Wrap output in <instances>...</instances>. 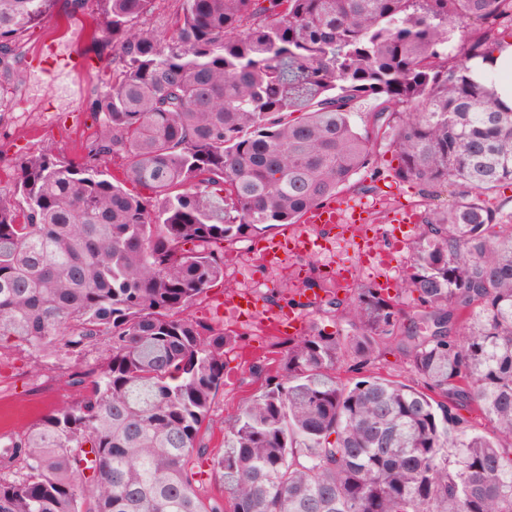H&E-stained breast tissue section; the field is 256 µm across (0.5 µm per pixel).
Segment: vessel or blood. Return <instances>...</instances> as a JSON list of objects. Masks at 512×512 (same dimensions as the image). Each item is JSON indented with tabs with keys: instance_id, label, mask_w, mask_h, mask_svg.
I'll return each instance as SVG.
<instances>
[{
	"instance_id": "vessel-or-blood-1",
	"label": "vessel or blood",
	"mask_w": 512,
	"mask_h": 512,
	"mask_svg": "<svg viewBox=\"0 0 512 512\" xmlns=\"http://www.w3.org/2000/svg\"><path fill=\"white\" fill-rule=\"evenodd\" d=\"M368 212L364 208L345 206L336 201L309 210L301 224L284 229L280 237L271 239L259 253L258 264L268 267L280 256H301L314 253L316 246L331 238L341 237L356 225L368 223ZM225 303L237 317H253L262 310V299L255 293L238 292L226 298ZM266 327L274 332L298 334L303 328V318L296 311L264 310Z\"/></svg>"
}]
</instances>
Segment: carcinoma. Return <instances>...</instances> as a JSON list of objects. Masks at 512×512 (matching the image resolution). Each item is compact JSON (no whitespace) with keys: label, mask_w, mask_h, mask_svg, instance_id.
Segmentation results:
<instances>
[{"label":"carcinoma","mask_w":512,"mask_h":512,"mask_svg":"<svg viewBox=\"0 0 512 512\" xmlns=\"http://www.w3.org/2000/svg\"><path fill=\"white\" fill-rule=\"evenodd\" d=\"M174 2L157 30L160 0H96L92 34L115 66L90 156L152 197L48 153L0 194V341L110 351L0 443V512H512V212L485 204L512 185V107L468 65L512 37V0ZM57 5L0 0V74ZM384 142L396 179L451 203L420 214L394 296L334 290L349 329L251 364L208 447L237 337L185 311L224 278L214 246L300 223ZM390 346L416 385L363 373Z\"/></svg>","instance_id":"carcinoma-1"}]
</instances>
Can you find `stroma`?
I'll return each mask as SVG.
<instances>
[{
    "label": "stroma",
    "instance_id": "35a3bbf8",
    "mask_svg": "<svg viewBox=\"0 0 512 512\" xmlns=\"http://www.w3.org/2000/svg\"><path fill=\"white\" fill-rule=\"evenodd\" d=\"M96 4L89 0L83 14L75 20L58 16L44 26L35 28L25 46V58L9 79L0 81V193H9L13 174L24 158L51 153L80 165L88 160V152L99 121L89 109L96 89L102 88L110 68L111 52L106 45L92 38ZM392 154L380 147L374 165L381 171L378 182H371L369 170H362L356 179L363 191H344V198L384 211L380 225L386 237L411 243L418 238L421 227L393 222L390 213L405 203L424 210L429 197L417 188L395 180L391 172ZM377 191H370V184ZM410 260L409 251L397 255V265L380 270L364 264L345 242L334 243L331 252L296 258L302 269L319 268L332 274L337 262L344 261L355 269L359 284L388 282L399 286L403 269ZM225 281H218L188 308L193 320L224 327L238 333L237 346L224 357V388L214 404L216 424L205 441L219 449L224 445V426L230 423L242 403L258 388L252 381L249 366L256 358L277 363L288 348V338L270 333L260 320L236 322L226 318L220 306L229 295ZM107 355L98 349L80 357L48 346L38 356L28 348L11 344L0 352V442L25 434L48 414L70 405L77 390L70 383L75 365H94Z\"/></svg>",
    "mask_w": 512,
    "mask_h": 512
}]
</instances>
